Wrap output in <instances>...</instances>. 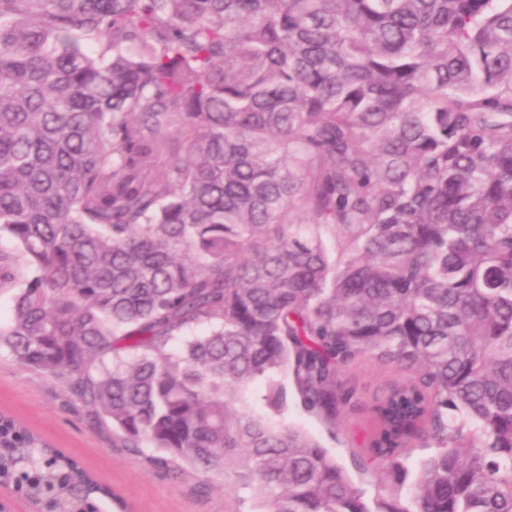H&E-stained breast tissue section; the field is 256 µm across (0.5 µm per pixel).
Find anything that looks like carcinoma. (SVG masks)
<instances>
[{"label":"carcinoma","mask_w":512,"mask_h":512,"mask_svg":"<svg viewBox=\"0 0 512 512\" xmlns=\"http://www.w3.org/2000/svg\"><path fill=\"white\" fill-rule=\"evenodd\" d=\"M5 288L0 352L253 512H512V0H0ZM366 356L372 494L276 420ZM0 485L119 500L2 413Z\"/></svg>","instance_id":"carcinoma-1"}]
</instances>
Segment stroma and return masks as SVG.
<instances>
[{
    "label": "stroma",
    "mask_w": 512,
    "mask_h": 512,
    "mask_svg": "<svg viewBox=\"0 0 512 512\" xmlns=\"http://www.w3.org/2000/svg\"><path fill=\"white\" fill-rule=\"evenodd\" d=\"M394 374L365 359L351 366L339 380L354 396L345 405L335 429L296 404H289L281 422L299 427L317 439L357 482L369 491L374 464L366 451L371 435V406ZM66 386L58 379L30 371L0 353V411L14 415L42 433L57 447L80 458L128 505V512H251L253 503L232 481L212 480L202 487L194 474H177L149 467L144 455L122 448L111 427L89 430L72 407Z\"/></svg>",
    "instance_id": "35a3bbf8"
}]
</instances>
